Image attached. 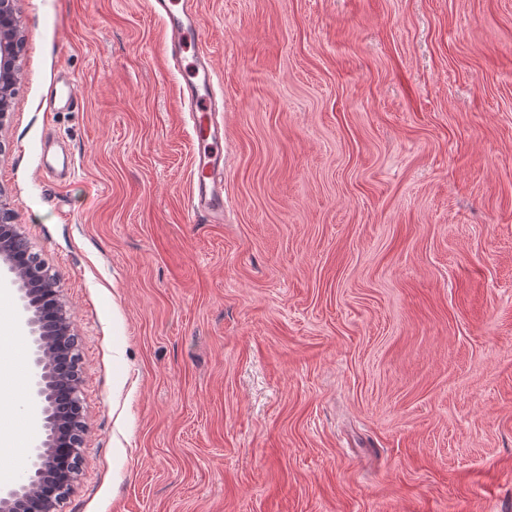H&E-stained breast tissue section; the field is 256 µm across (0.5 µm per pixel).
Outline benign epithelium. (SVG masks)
I'll list each match as a JSON object with an SVG mask.
<instances>
[{"label":"benign epithelium","mask_w":512,"mask_h":512,"mask_svg":"<svg viewBox=\"0 0 512 512\" xmlns=\"http://www.w3.org/2000/svg\"><path fill=\"white\" fill-rule=\"evenodd\" d=\"M19 0H0V123L10 111L22 72L23 35L18 20ZM0 188V264L18 286L24 325L35 347L30 374V399L38 407V428L44 438L33 448L32 461L15 485L0 489V512H62V504L77 478L83 447V407L75 353L77 337L56 277L29 252L19 247L14 216L3 203ZM73 360L67 377L55 358Z\"/></svg>","instance_id":"7a95c632"}]
</instances>
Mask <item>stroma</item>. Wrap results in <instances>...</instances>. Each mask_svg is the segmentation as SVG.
<instances>
[{
  "label": "stroma",
  "mask_w": 512,
  "mask_h": 512,
  "mask_svg": "<svg viewBox=\"0 0 512 512\" xmlns=\"http://www.w3.org/2000/svg\"><path fill=\"white\" fill-rule=\"evenodd\" d=\"M18 7L0 188L78 337L63 512H512V0H199L220 224L148 0Z\"/></svg>",
  "instance_id": "obj_1"
}]
</instances>
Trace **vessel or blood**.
<instances>
[{"mask_svg":"<svg viewBox=\"0 0 512 512\" xmlns=\"http://www.w3.org/2000/svg\"><path fill=\"white\" fill-rule=\"evenodd\" d=\"M152 13L166 30L164 54L183 66L180 91L183 111L191 122L194 146L187 213L192 224L224 221V124L214 87V70L201 44L197 0H149Z\"/></svg>","mask_w":512,"mask_h":512,"instance_id":"vessel-or-blood-1","label":"vessel or blood"}]
</instances>
